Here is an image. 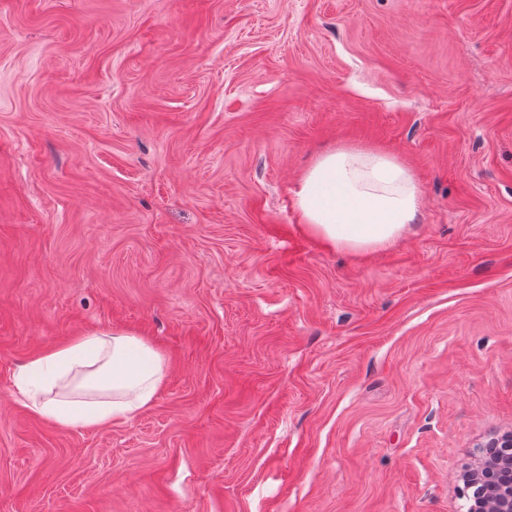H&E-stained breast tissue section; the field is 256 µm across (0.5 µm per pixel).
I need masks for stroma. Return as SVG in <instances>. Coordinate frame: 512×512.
Instances as JSON below:
<instances>
[{
    "label": "stroma",
    "instance_id": "1",
    "mask_svg": "<svg viewBox=\"0 0 512 512\" xmlns=\"http://www.w3.org/2000/svg\"><path fill=\"white\" fill-rule=\"evenodd\" d=\"M405 162L392 246L293 190ZM153 404L62 430L14 381L95 331ZM512 431V0H0V512H466ZM422 202L407 165L357 146L321 155L295 191L302 224L330 244L357 252L395 242L416 220Z\"/></svg>",
    "mask_w": 512,
    "mask_h": 512
}]
</instances>
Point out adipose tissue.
<instances>
[{
  "instance_id": "ef3b65f1",
  "label": "adipose tissue",
  "mask_w": 512,
  "mask_h": 512,
  "mask_svg": "<svg viewBox=\"0 0 512 512\" xmlns=\"http://www.w3.org/2000/svg\"><path fill=\"white\" fill-rule=\"evenodd\" d=\"M407 165L374 149L343 146L321 155L299 180L302 224L332 245L367 251L395 242L421 209ZM160 354L137 336L96 332L35 356L16 389L34 414L62 429L130 421L164 381Z\"/></svg>"
}]
</instances>
